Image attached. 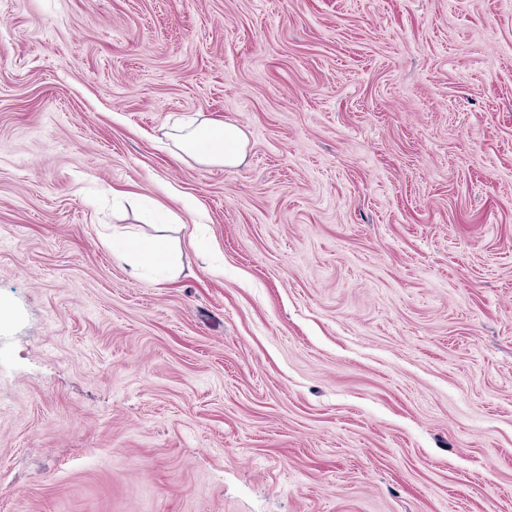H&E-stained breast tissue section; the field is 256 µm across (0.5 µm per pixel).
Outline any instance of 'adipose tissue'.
<instances>
[{"instance_id": "obj_1", "label": "adipose tissue", "mask_w": 512, "mask_h": 512, "mask_svg": "<svg viewBox=\"0 0 512 512\" xmlns=\"http://www.w3.org/2000/svg\"><path fill=\"white\" fill-rule=\"evenodd\" d=\"M169 137L179 150L203 165L232 168L241 165L245 159L246 136L240 127L230 123L181 120L174 124ZM111 247L116 255L133 259L138 267H165L169 264V247L160 238L116 237Z\"/></svg>"}]
</instances>
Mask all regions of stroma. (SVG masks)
<instances>
[{
    "label": "stroma",
    "instance_id": "obj_1",
    "mask_svg": "<svg viewBox=\"0 0 512 512\" xmlns=\"http://www.w3.org/2000/svg\"><path fill=\"white\" fill-rule=\"evenodd\" d=\"M0 512H512V0H0ZM168 136L179 150L203 165L232 168L241 165L245 159L246 136L234 124L179 120ZM112 251L123 258H132L136 267H167L169 247L162 238L138 239L133 235L113 237Z\"/></svg>",
    "mask_w": 512,
    "mask_h": 512
}]
</instances>
